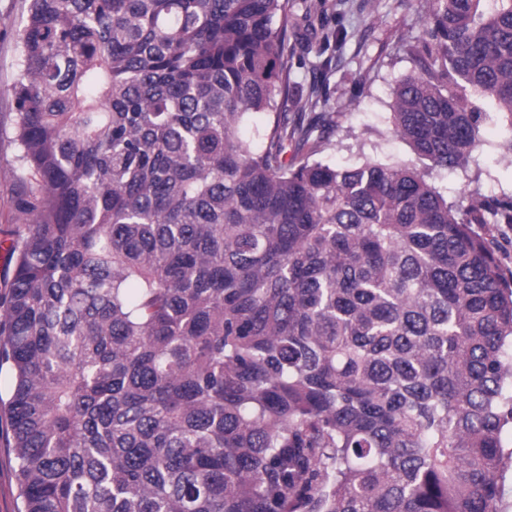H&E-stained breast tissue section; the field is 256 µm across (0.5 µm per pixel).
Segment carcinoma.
I'll use <instances>...</instances> for the list:
<instances>
[{
	"label": "carcinoma",
	"instance_id": "carcinoma-1",
	"mask_svg": "<svg viewBox=\"0 0 512 512\" xmlns=\"http://www.w3.org/2000/svg\"><path fill=\"white\" fill-rule=\"evenodd\" d=\"M392 130L316 158L289 0H28L0 370L19 512H498L512 197L428 182L512 116V0H420ZM253 121L252 135H241ZM507 224H490V228L493 229L492 234L496 237L499 245V256L501 258L502 265L512 270V229Z\"/></svg>",
	"mask_w": 512,
	"mask_h": 512
}]
</instances>
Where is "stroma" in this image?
<instances>
[{"mask_svg": "<svg viewBox=\"0 0 512 512\" xmlns=\"http://www.w3.org/2000/svg\"><path fill=\"white\" fill-rule=\"evenodd\" d=\"M292 3L297 18L290 36L296 51L292 78L305 89L318 85L319 98L328 103L336 121L322 160L338 166L366 160L415 163L409 145L391 130V105L397 83L414 68L398 45L421 29L417 0H324L320 10L312 9L311 0ZM26 9L25 0H0V123L5 125L17 110L12 85L21 68L19 33ZM326 28L343 35L329 49L331 64L322 75L315 65ZM511 138L512 119L489 112L467 167L432 170L430 184L462 208L477 193L489 201L512 196V153L505 149ZM9 434L8 416L0 409V512H18L20 507Z\"/></svg>", "mask_w": 512, "mask_h": 512, "instance_id": "1", "label": "stroma"}]
</instances>
